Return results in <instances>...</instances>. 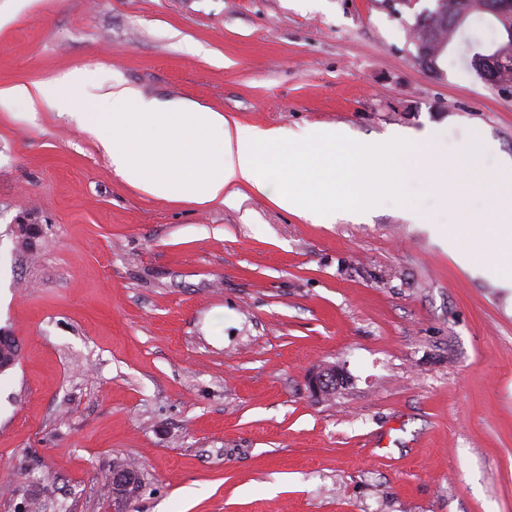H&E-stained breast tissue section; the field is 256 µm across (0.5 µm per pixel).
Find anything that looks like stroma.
Instances as JSON below:
<instances>
[{"label": "stroma", "instance_id": "35a3bbf8", "mask_svg": "<svg viewBox=\"0 0 512 512\" xmlns=\"http://www.w3.org/2000/svg\"><path fill=\"white\" fill-rule=\"evenodd\" d=\"M434 5L0 0V89L84 67L93 100L121 82L295 137L481 131L512 156V96L466 53L493 23L431 74L408 28ZM279 189L151 197L79 114L0 109V512H512V289L396 193L316 224ZM324 363L346 383L316 400ZM128 459L141 487L103 493ZM340 379L335 365H322L309 370L307 384L314 399H330L336 393L334 384Z\"/></svg>", "mask_w": 512, "mask_h": 512}]
</instances>
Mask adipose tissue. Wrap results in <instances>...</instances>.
Returning <instances> with one entry per match:
<instances>
[{"mask_svg": "<svg viewBox=\"0 0 512 512\" xmlns=\"http://www.w3.org/2000/svg\"><path fill=\"white\" fill-rule=\"evenodd\" d=\"M94 83L93 71L76 68L59 80L0 90V107L81 111L85 130L108 152L117 175L165 200L222 204L240 187L263 193L276 179L278 207L322 220L339 208H372L392 190L428 217L454 261L475 275L490 267L469 245L475 230L512 239V157L482 136L463 149L449 147L440 130L380 145L357 143L333 125L292 138L277 128L230 124L222 112L191 101L147 99L119 84L107 94L111 111L100 112L85 96Z\"/></svg>", "mask_w": 512, "mask_h": 512, "instance_id": "adipose-tissue-1", "label": "adipose tissue"}]
</instances>
